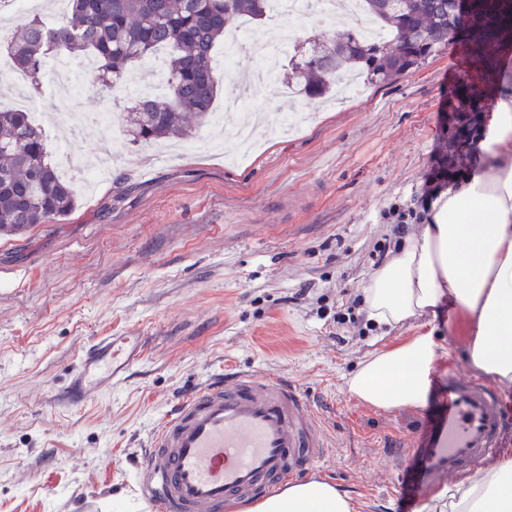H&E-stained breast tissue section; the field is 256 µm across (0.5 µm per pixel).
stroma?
<instances>
[{
	"label": "stroma",
	"instance_id": "obj_1",
	"mask_svg": "<svg viewBox=\"0 0 512 512\" xmlns=\"http://www.w3.org/2000/svg\"><path fill=\"white\" fill-rule=\"evenodd\" d=\"M270 50L284 29L298 41L339 32L315 8L256 23ZM482 65L469 37L442 48L389 85H365L335 105L255 85L264 61L247 54L233 72L214 59L215 111L234 94L219 148L152 158L123 125L104 134L100 113L133 104L90 93L75 104L80 133L45 130L48 156L74 145L85 162L119 148L129 156L75 210L22 235L0 236V512H115L136 459L174 404L231 369L281 375L324 414L329 444L319 480L355 512H400L398 470L422 426V409L389 411L358 399L346 380L386 343L430 326L446 352L431 371L465 367L462 313L396 326L367 316L364 291L378 253L396 256L391 206L418 208L437 170L457 103L448 66ZM224 111V110H223ZM306 114L296 131L262 135L232 164L228 133L253 114ZM104 336H139L144 355L124 382L68 406L57 396L84 350Z\"/></svg>",
	"mask_w": 512,
	"mask_h": 512
}]
</instances>
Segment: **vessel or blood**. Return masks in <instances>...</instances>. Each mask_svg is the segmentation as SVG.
Instances as JSON below:
<instances>
[{
	"label": "vessel or blood",
	"instance_id": "1",
	"mask_svg": "<svg viewBox=\"0 0 512 512\" xmlns=\"http://www.w3.org/2000/svg\"><path fill=\"white\" fill-rule=\"evenodd\" d=\"M140 345L135 336L101 338L81 357L64 400L75 406L118 385ZM441 393L403 467L399 495L409 510L420 494L500 450L503 411L491 389L452 368ZM327 446L321 416L300 388L238 371L175 405L137 461L133 491L141 512H263L319 467Z\"/></svg>",
	"mask_w": 512,
	"mask_h": 512
}]
</instances>
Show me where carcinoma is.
<instances>
[{
	"label": "carcinoma",
	"mask_w": 512,
	"mask_h": 512,
	"mask_svg": "<svg viewBox=\"0 0 512 512\" xmlns=\"http://www.w3.org/2000/svg\"><path fill=\"white\" fill-rule=\"evenodd\" d=\"M68 8L50 26L37 17L4 35L16 67L37 91L50 56L91 54L98 75L87 90L110 93L123 87L137 61L168 50L166 91L140 98L126 113L129 141L188 139L206 122L217 96L212 52L224 32L248 17L261 20L267 0H67ZM366 13L389 31L381 41H366L347 29L336 42L316 44L301 55L303 68L288 85L310 98L336 89V78L353 72L371 84H390L415 70L448 45L457 9L455 0H364ZM512 15L507 0L478 5L472 23L482 29V45L496 75L495 28ZM481 113L452 112L446 154L439 175L461 165L462 153L481 128ZM76 206L72 187L48 159L43 131L23 110L0 108V234H19L70 214Z\"/></svg>",
	"instance_id": "obj_1"
}]
</instances>
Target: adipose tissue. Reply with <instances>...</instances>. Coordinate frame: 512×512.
<instances>
[{
	"label": "adipose tissue",
	"instance_id": "adipose-tissue-1",
	"mask_svg": "<svg viewBox=\"0 0 512 512\" xmlns=\"http://www.w3.org/2000/svg\"><path fill=\"white\" fill-rule=\"evenodd\" d=\"M449 301L468 317L466 361L512 384V76L505 73L469 172L439 193L420 234L372 275L364 296L369 317L389 326ZM441 351L430 332L380 349L348 378V389L385 411L424 406ZM447 497L448 512H512V457L479 468ZM279 500V512L354 510L322 480L292 486Z\"/></svg>",
	"mask_w": 512,
	"mask_h": 512
}]
</instances>
